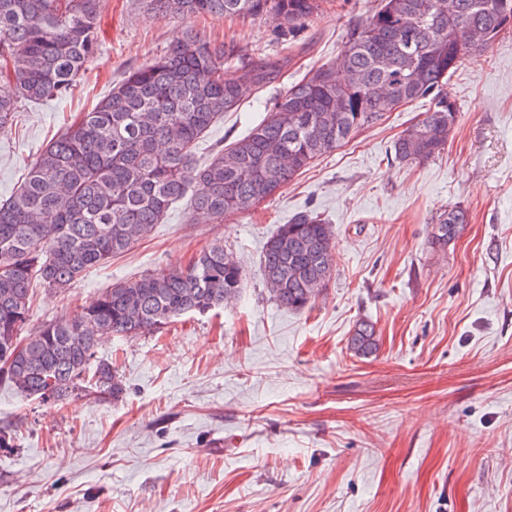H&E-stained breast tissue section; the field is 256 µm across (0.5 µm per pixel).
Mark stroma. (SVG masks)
<instances>
[{
	"label": "stroma",
	"instance_id": "35a3bbf8",
	"mask_svg": "<svg viewBox=\"0 0 512 512\" xmlns=\"http://www.w3.org/2000/svg\"><path fill=\"white\" fill-rule=\"evenodd\" d=\"M378 0H321L274 82L225 113L200 143L245 135L283 84L335 61ZM191 28L234 48L230 72L284 55L281 18L155 19L143 0H104L98 50L60 101L21 105L0 136V200L70 114ZM459 112L445 149L414 167L393 142L425 101L387 113L249 214L191 220L189 198L128 252L70 290L35 285L25 335L79 314L113 283L186 265L223 243L243 271L236 300L98 359L126 391L45 404L0 384V512H512V29L451 80ZM469 213L447 251L430 244L448 207ZM314 209L335 234V272L308 309L267 290L265 241ZM371 321L377 352L348 347Z\"/></svg>",
	"mask_w": 512,
	"mask_h": 512
}]
</instances>
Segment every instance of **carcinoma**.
I'll return each mask as SVG.
<instances>
[{
    "label": "carcinoma",
    "instance_id": "obj_1",
    "mask_svg": "<svg viewBox=\"0 0 512 512\" xmlns=\"http://www.w3.org/2000/svg\"><path fill=\"white\" fill-rule=\"evenodd\" d=\"M101 0H0V74L16 93L0 96V135L21 103L71 94L98 41ZM157 18L220 13L257 19L278 12L288 32L304 26L319 0H145ZM512 24V0H381L355 26L341 57L281 90L248 133L197 158L200 139L274 80L287 59H260L241 76L224 66L233 54L183 30L167 51L130 70L94 107L78 113L41 149L23 181L0 201V380L26 398L54 404L95 392L124 394L112 364L96 359L107 336L154 333L174 319L236 299L243 272L224 244L197 252L185 266L127 279L80 314L29 320L33 283L66 292L92 267L129 251L191 194L204 220L244 215L318 158L386 113L428 100L423 117L394 142L395 159L420 165L444 150L457 112L450 80L466 58ZM468 223L455 205L431 226L446 250ZM334 231L304 211L264 243L268 291L281 306H311L332 278ZM348 346L358 356L378 348L374 325L356 323Z\"/></svg>",
    "mask_w": 512,
    "mask_h": 512
}]
</instances>
